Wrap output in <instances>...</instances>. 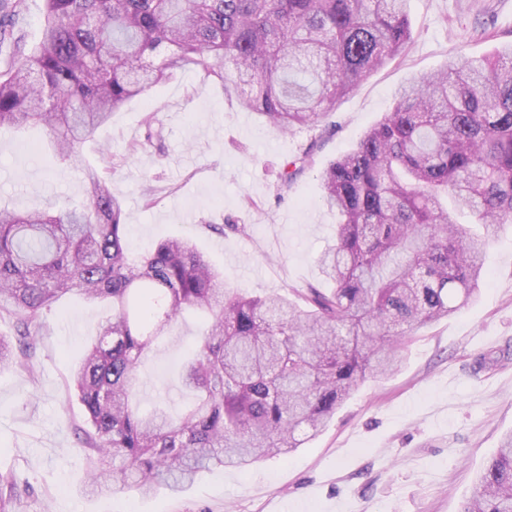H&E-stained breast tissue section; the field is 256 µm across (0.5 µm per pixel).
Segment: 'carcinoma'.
I'll return each instance as SVG.
<instances>
[{
  "mask_svg": "<svg viewBox=\"0 0 512 512\" xmlns=\"http://www.w3.org/2000/svg\"><path fill=\"white\" fill-rule=\"evenodd\" d=\"M21 4L0 0V20ZM410 41L408 0H44L29 51L0 27V129L42 127L85 181L78 205H0V312L20 336H0V371L32 369L38 318L60 296L109 304L71 377L93 451L85 486L177 495L212 468L293 452L367 377L397 371L416 330L477 299L486 248L512 224V46L452 55L323 169L339 217L319 258L327 291L243 295L187 238L133 255L122 201L81 151L128 100L196 69L272 127H318ZM309 157L286 163L281 188ZM188 309L206 313L181 371L194 401L178 416L143 409L142 358ZM463 512H512V434Z\"/></svg>",
  "mask_w": 512,
  "mask_h": 512,
  "instance_id": "obj_1",
  "label": "carcinoma"
}]
</instances>
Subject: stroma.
<instances>
[{
  "instance_id": "1",
  "label": "stroma",
  "mask_w": 512,
  "mask_h": 512,
  "mask_svg": "<svg viewBox=\"0 0 512 512\" xmlns=\"http://www.w3.org/2000/svg\"><path fill=\"white\" fill-rule=\"evenodd\" d=\"M408 14L407 55L368 74L325 128L279 133L194 70L115 110L99 132L106 156L98 157L97 143L84 151L121 199L134 250L190 237L230 286L250 294L325 287L318 258L336 217L322 200L323 168L391 111L401 87L451 54L480 59L512 44V0H409ZM19 139L0 132V204L25 212L82 201L79 172ZM308 148L312 163L281 190L284 160ZM246 195L254 207L243 206ZM485 268L489 282L476 301L420 328L401 368L367 378L303 448L247 470L204 472L176 496L84 489L87 451L78 434L86 415L70 382L107 307L64 296L40 318L32 373L0 371V474L16 487L12 512H462L512 433V224L489 248ZM200 337L199 318L184 315L143 359L142 408L161 403L180 413L190 395L179 364Z\"/></svg>"
}]
</instances>
